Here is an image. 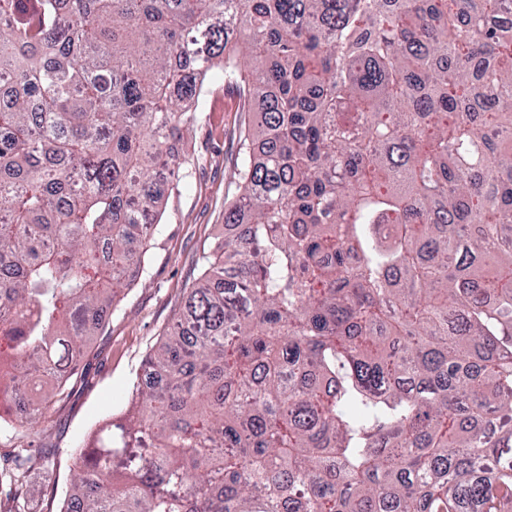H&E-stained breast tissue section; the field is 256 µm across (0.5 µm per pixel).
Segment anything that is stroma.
Listing matches in <instances>:
<instances>
[{
    "mask_svg": "<svg viewBox=\"0 0 512 512\" xmlns=\"http://www.w3.org/2000/svg\"><path fill=\"white\" fill-rule=\"evenodd\" d=\"M204 100L200 121L180 141L190 176L163 201L141 279L123 290L104 328L84 346L65 398L47 407L33 431L0 426V457L31 442L50 451V466L35 465L29 474L25 512H59L71 488L75 448L126 404L147 353L172 328L202 276L203 250L223 231L224 208L236 199L233 172L245 115L237 93L218 81L206 83Z\"/></svg>",
    "mask_w": 512,
    "mask_h": 512,
    "instance_id": "35a3bbf8",
    "label": "stroma"
}]
</instances>
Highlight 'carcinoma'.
<instances>
[{
	"label": "carcinoma",
	"mask_w": 512,
	"mask_h": 512,
	"mask_svg": "<svg viewBox=\"0 0 512 512\" xmlns=\"http://www.w3.org/2000/svg\"><path fill=\"white\" fill-rule=\"evenodd\" d=\"M210 77L260 102L245 235L60 512H512V0H0V411L141 276Z\"/></svg>",
	"instance_id": "1"
}]
</instances>
